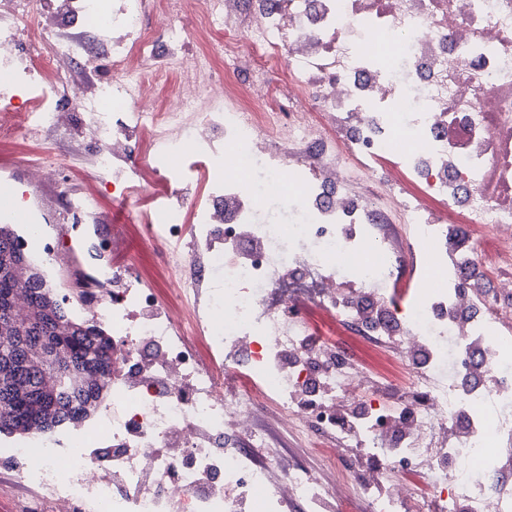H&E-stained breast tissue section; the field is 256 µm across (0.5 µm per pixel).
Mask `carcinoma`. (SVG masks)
I'll use <instances>...</instances> for the list:
<instances>
[{
    "label": "carcinoma",
    "mask_w": 512,
    "mask_h": 512,
    "mask_svg": "<svg viewBox=\"0 0 512 512\" xmlns=\"http://www.w3.org/2000/svg\"><path fill=\"white\" fill-rule=\"evenodd\" d=\"M24 259L21 237L0 224V434L20 437L81 423L112 384V337L92 319L71 318L40 272L26 328L10 327L8 275Z\"/></svg>",
    "instance_id": "cac0c4a2"
}]
</instances>
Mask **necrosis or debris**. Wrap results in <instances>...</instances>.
<instances>
[{
    "label": "necrosis or debris",
    "mask_w": 512,
    "mask_h": 512,
    "mask_svg": "<svg viewBox=\"0 0 512 512\" xmlns=\"http://www.w3.org/2000/svg\"><path fill=\"white\" fill-rule=\"evenodd\" d=\"M54 21H0V65L28 94L0 130L91 116L93 169L124 194L151 191L148 239L170 258L177 305L130 268L112 292V401L67 438L0 448L53 512H255L355 500L370 512H512L500 455L512 437V0H53ZM161 17L163 33L146 28ZM207 50L188 53L187 21ZM112 74L81 83L85 30ZM139 155H132V142ZM389 159L415 191L388 190ZM442 208L431 211L429 200ZM279 202L294 222L261 221ZM456 212L461 223L448 221ZM492 231L495 246L478 243ZM468 250L449 253L459 232ZM433 271L411 308L380 285L394 237ZM316 302L400 353L384 394L302 319ZM207 337L210 363L191 337ZM361 402L354 423L340 403ZM313 426L338 459L362 446L371 478L330 479L275 454L255 423ZM455 425L453 444L435 441ZM437 469L399 479L398 458Z\"/></svg>",
    "instance_id": "necrosis-or-debris-1"
}]
</instances>
